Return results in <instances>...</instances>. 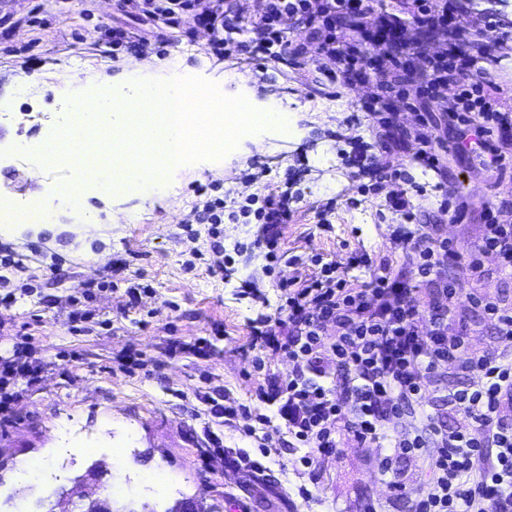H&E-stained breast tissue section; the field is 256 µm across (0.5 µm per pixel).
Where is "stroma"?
I'll return each mask as SVG.
<instances>
[{
    "mask_svg": "<svg viewBox=\"0 0 512 512\" xmlns=\"http://www.w3.org/2000/svg\"><path fill=\"white\" fill-rule=\"evenodd\" d=\"M483 31L487 50L474 68L488 83L497 108L512 113V0H448ZM121 29L128 45L112 52V31ZM148 26L137 11H118L109 0H0V197L21 204L38 189L53 223L23 225L0 234V353L11 355L24 335L45 365L29 389L15 423L0 427V512L34 508L26 475L37 464L42 490L69 486L92 465L108 467L103 485L112 486L113 512H168L191 497L206 512H413L424 479L418 459L395 464L406 488L380 481L374 465L378 448H345L316 455L301 465L304 451L276 445L265 457L263 475L235 467L230 449L260 451L253 439L213 417L198 399L208 393L254 403L260 380L252 375L251 328L278 303L279 273L270 272L260 247V225L224 223V275L209 274L214 258L206 225L196 238L184 226L198 202L196 184L218 183L221 192L257 178L263 194L287 187L298 202L281 227L283 250L343 262L367 250L392 255L399 222L386 206L388 185L371 172L386 165L375 125L361 105L373 93L370 82L331 85L318 64H310L307 85L293 68L269 65L262 78L243 71L258 102L291 98L303 103L293 113L288 134L267 128L251 133L232 156L217 165L202 161L172 172L179 187L165 196L151 187L116 192L112 171L96 165L78 170L63 163L42 165L38 155L22 154L17 141H50L70 123L68 82L72 72L94 79L120 77L144 62L138 43ZM210 34L199 29L174 32L159 61L179 56L187 67H202L204 80L219 84L237 63L208 53ZM416 143L401 153L405 177L416 186L409 199L421 223L438 221L442 197L438 175L416 162ZM441 162L456 191L460 222L444 221L443 231L460 249L477 241L487 201L500 203V220L512 223V175L495 177L477 158L449 144ZM78 181L90 193L82 211L62 207ZM335 202L332 231L319 227L321 207ZM91 225L86 248H79V225ZM202 254L191 258L192 251ZM22 267L5 264L7 256ZM126 262L125 278L147 285L136 308L124 290L98 293L85 302L90 331L75 332L68 299L88 282ZM15 303H3L6 294ZM205 337L207 356L168 352L172 340ZM142 354L145 369L124 373L117 361L127 349Z\"/></svg>",
    "mask_w": 512,
    "mask_h": 512,
    "instance_id": "obj_1",
    "label": "stroma"
}]
</instances>
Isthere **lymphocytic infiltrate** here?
I'll list each match as a JSON object with an SVG mask.
<instances>
[{
    "label": "lymphocytic infiltrate",
    "instance_id": "f902f5d3",
    "mask_svg": "<svg viewBox=\"0 0 512 512\" xmlns=\"http://www.w3.org/2000/svg\"><path fill=\"white\" fill-rule=\"evenodd\" d=\"M123 2L161 20L157 43H165L169 31L204 26L213 33L209 48L217 56L288 62L301 71L306 49L293 46L290 36L307 29L319 59L332 65V79L347 84L358 67L372 71L375 93L363 108L381 127L397 123L393 100L415 113L416 161L438 170L447 149L440 134L445 121L491 171L505 169L512 114L494 109L484 77L437 50L438 44L458 41L476 53L485 49L481 30L466 17L449 14L446 0H399L396 15L374 13L367 0H263L261 12L247 20L246 41L234 38L244 21L239 0ZM410 22L416 26L412 37ZM428 104L441 107L440 121L421 114ZM382 148L390 161L381 179L393 186L388 207L402 220L394 235L404 255L398 264L365 251L342 264L287 254L278 227L291 217L288 191L237 200L212 197L198 187L196 223L254 215L271 230L265 240L268 259L294 271L278 282L273 317L251 331L255 372L265 370L271 352L288 358L294 372L274 390H259L257 398L276 405L289 437L306 451L304 465H312L315 454H331L346 444L384 446L389 453L375 466L390 487H404L395 459L420 457L431 472L415 512H512V426L503 421L504 412L512 411V303L459 289L464 281L512 275V225L500 223L495 204H488L479 239L469 251H459L439 225L415 223L391 140H383ZM357 269L367 280L354 277ZM444 270L449 276L443 280ZM473 309L496 329L493 346L482 351L470 346ZM43 370V363L28 357L0 358L1 425L12 422L24 390ZM446 370L465 372L472 380L465 388H449L442 377ZM431 393L444 394L449 411L460 415L456 428H443L438 414L424 409L423 399ZM209 405L225 421L244 419L245 436L259 433L271 440L268 415L214 398ZM414 413L417 424L405 428Z\"/></svg>",
    "mask_w": 512,
    "mask_h": 512
}]
</instances>
